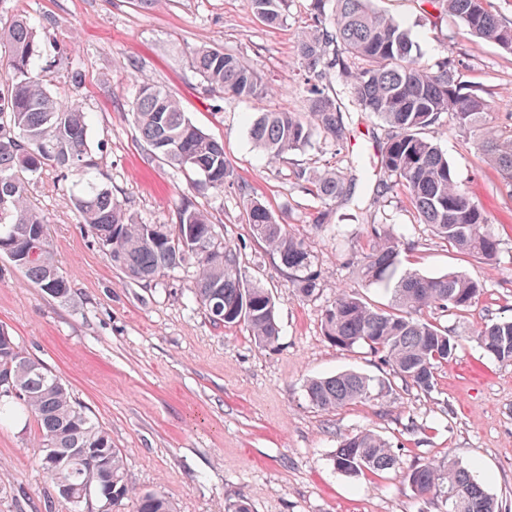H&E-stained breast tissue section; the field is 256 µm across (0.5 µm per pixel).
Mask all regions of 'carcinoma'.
Here are the masks:
<instances>
[{
	"instance_id": "obj_1",
	"label": "carcinoma",
	"mask_w": 512,
	"mask_h": 512,
	"mask_svg": "<svg viewBox=\"0 0 512 512\" xmlns=\"http://www.w3.org/2000/svg\"><path fill=\"white\" fill-rule=\"evenodd\" d=\"M251 11L268 26L283 22L288 0H247ZM372 0H311V24L301 32L297 52L309 95L310 112H262L250 124L254 145L271 159L304 149L319 130L341 145L347 128L338 101L326 92L332 73L351 80L353 100L388 126L380 168L390 186L402 189L420 223L463 253L495 260L500 240L489 230L484 210L461 189L448 157L424 130L448 114L459 130L474 134L483 162L512 185V133L489 126L487 104L466 89L448 59L420 63L410 32L396 19L376 12ZM458 18L469 33L512 52V25L492 10L491 0H430ZM36 30L24 18L0 31V248L27 280L42 290L56 289L65 298L70 284L56 264L44 217L28 201L26 175L45 167L83 173L94 167L89 144V115L81 104L52 95L35 67ZM190 66L210 89L237 98H258L267 92L261 74L240 56L208 46L190 54ZM141 137L152 155L203 177L201 186L221 190L232 174L224 144L199 129L180 101L162 86L144 83L132 102ZM298 179L310 184L322 202L350 193L339 173L301 169ZM72 204L111 263L125 276L149 284L182 265L195 268L191 292L216 324L249 328L256 342L272 346L280 337L271 292L248 278L236 251L216 241L208 213L190 201L177 208L174 224H140L112 191L86 183ZM254 236L288 270L298 296L316 297L322 271L304 239L288 231L263 204H244ZM368 249L357 264L358 277L391 291L390 309L373 308L354 293L343 291L322 317L326 338L342 349L363 346L380 356L392 375L429 393L436 368L448 362L458 342L441 327L421 317L426 309L444 312L470 307L482 284L461 273L428 277L403 271V243L382 224H370ZM0 331V371L9 385L0 388V420L31 415L39 428V464L47 471L49 453L64 459L48 476L54 485H68L74 497L91 489L97 507L135 500V512H175L158 491L138 492L129 484L124 454L112 447L110 434L96 425L72 398L63 380L41 362L25 355L15 340ZM480 346L501 363L512 362V319L486 324L477 334ZM392 388L390 379L354 371L311 378L305 383L309 403L330 411L356 401L379 397ZM340 472H384L397 455L389 441L361 431L344 438L333 459ZM407 481L419 496H432L445 512H500L499 502L471 471L452 459L415 466Z\"/></svg>"
}]
</instances>
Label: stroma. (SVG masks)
Here are the masks:
<instances>
[{
	"label": "stroma",
	"instance_id": "1",
	"mask_svg": "<svg viewBox=\"0 0 512 512\" xmlns=\"http://www.w3.org/2000/svg\"><path fill=\"white\" fill-rule=\"evenodd\" d=\"M398 19L425 64L446 57L465 87L489 104L492 123L512 131V54L478 41L455 17H439L429 0H373ZM24 16L41 38L39 67L54 95L91 115V175L111 189L135 220L172 224L182 199L208 212L240 266L272 292L278 343L256 345L245 326L213 323L190 292L193 267L169 271L151 285L128 281L81 224L69 198L83 178L46 169L28 185L44 216L54 257L71 287L55 298L26 282L0 257V327L31 358L68 385L91 419L121 448L131 484L160 490L177 512H224L247 498L252 512H444L414 495L413 466L453 459L512 512V363L489 357L477 331L512 318V187L482 162L469 135L440 118L426 130L447 155L462 189L484 209L500 239L495 262L464 254L421 224L397 188L381 189L379 146L388 128L352 103L345 79L331 76L350 136L336 147L315 134L305 150L268 160L249 137L266 111H307L297 41L310 19V0H290L283 25L266 26L247 0H0V28ZM244 56L269 92L253 100L212 92L189 65L201 45ZM82 74L70 82L71 70ZM170 90L193 123L224 144L233 170L223 189L197 191L190 178L150 155L130 111L141 84ZM302 168L329 169L355 181L327 207V224H312L322 207ZM266 206L303 237L323 272L319 294L302 299L287 271L252 232L244 197ZM387 224L406 242L404 267L437 277L461 272L484 290L467 310H426L458 341L439 366L431 393L392 379L383 396L325 412L307 400L313 376L356 371L388 375L378 355L342 350L323 334L322 316L338 292L388 308L390 296L366 285L356 265L370 224ZM370 430L388 439L399 464L353 476L335 469L343 438ZM34 420L0 424V512H71L39 465Z\"/></svg>",
	"mask_w": 512,
	"mask_h": 512
}]
</instances>
